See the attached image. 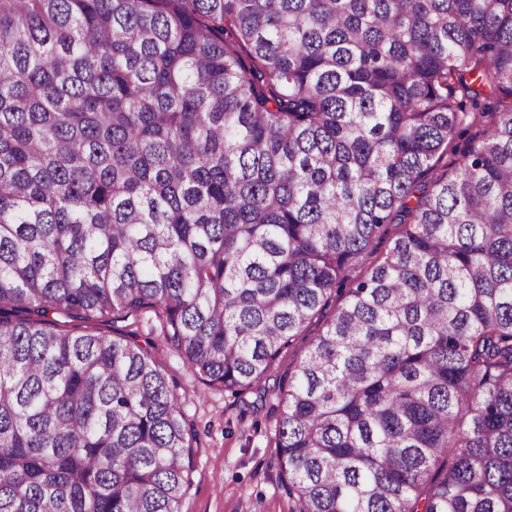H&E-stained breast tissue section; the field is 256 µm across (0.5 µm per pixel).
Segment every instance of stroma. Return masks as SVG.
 I'll return each mask as SVG.
<instances>
[{"mask_svg":"<svg viewBox=\"0 0 512 512\" xmlns=\"http://www.w3.org/2000/svg\"><path fill=\"white\" fill-rule=\"evenodd\" d=\"M57 321L75 334H135L175 386L195 430V472L181 512H289L274 445L276 416L270 407L247 412L230 393L208 388L167 342L153 311L116 315L105 322L83 323L63 315Z\"/></svg>","mask_w":512,"mask_h":512,"instance_id":"35a3bbf8","label":"stroma"}]
</instances>
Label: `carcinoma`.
Here are the masks:
<instances>
[{"label": "carcinoma", "mask_w": 512, "mask_h": 512, "mask_svg": "<svg viewBox=\"0 0 512 512\" xmlns=\"http://www.w3.org/2000/svg\"><path fill=\"white\" fill-rule=\"evenodd\" d=\"M144 309L290 512H512V0H0V512H181L166 375L53 318Z\"/></svg>", "instance_id": "cac0c4a2"}]
</instances>
